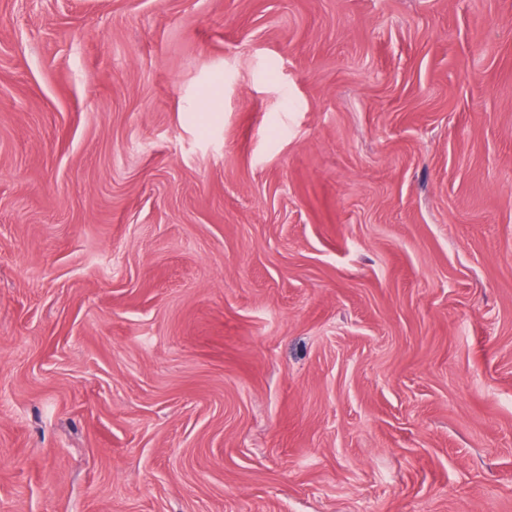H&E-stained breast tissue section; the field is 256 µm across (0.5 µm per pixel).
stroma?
Wrapping results in <instances>:
<instances>
[{"instance_id": "35a3bbf8", "label": "stroma", "mask_w": 512, "mask_h": 512, "mask_svg": "<svg viewBox=\"0 0 512 512\" xmlns=\"http://www.w3.org/2000/svg\"><path fill=\"white\" fill-rule=\"evenodd\" d=\"M0 512H512V0H0Z\"/></svg>"}]
</instances>
